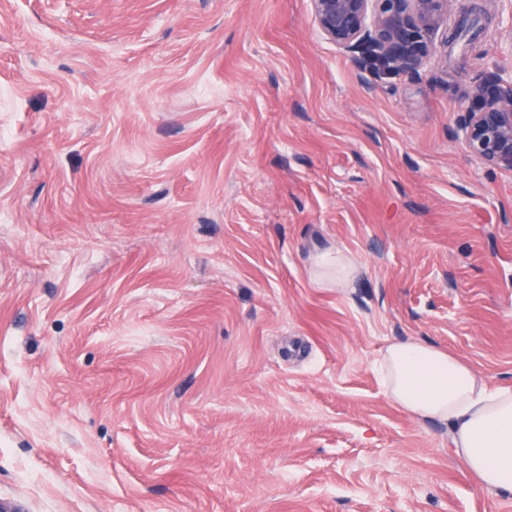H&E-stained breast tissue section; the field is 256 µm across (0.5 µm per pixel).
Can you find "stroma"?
Here are the masks:
<instances>
[{
	"mask_svg": "<svg viewBox=\"0 0 512 512\" xmlns=\"http://www.w3.org/2000/svg\"><path fill=\"white\" fill-rule=\"evenodd\" d=\"M484 6L386 76L310 0H0L1 504L512 512L380 369L512 387V171L458 131L512 71ZM351 274V264L339 253L336 256L332 253L324 254L319 260L317 276L322 280L332 282L336 279V286H339L347 283Z\"/></svg>",
	"mask_w": 512,
	"mask_h": 512,
	"instance_id": "35a3bbf8",
	"label": "stroma"
}]
</instances>
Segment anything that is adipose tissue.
Here are the masks:
<instances>
[{"label": "adipose tissue", "mask_w": 512, "mask_h": 512, "mask_svg": "<svg viewBox=\"0 0 512 512\" xmlns=\"http://www.w3.org/2000/svg\"><path fill=\"white\" fill-rule=\"evenodd\" d=\"M387 389L412 415L448 423L457 457L480 482L512 494V388H489L469 365L421 342L391 344Z\"/></svg>", "instance_id": "ef3b65f1"}]
</instances>
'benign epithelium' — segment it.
<instances>
[{
	"label": "benign epithelium",
	"instance_id": "7a95c632",
	"mask_svg": "<svg viewBox=\"0 0 512 512\" xmlns=\"http://www.w3.org/2000/svg\"><path fill=\"white\" fill-rule=\"evenodd\" d=\"M456 0H310L319 31L348 51L368 50L391 74H410L432 63L455 40L440 33ZM466 151L512 171V76L474 87L459 124Z\"/></svg>",
	"mask_w": 512,
	"mask_h": 512
}]
</instances>
